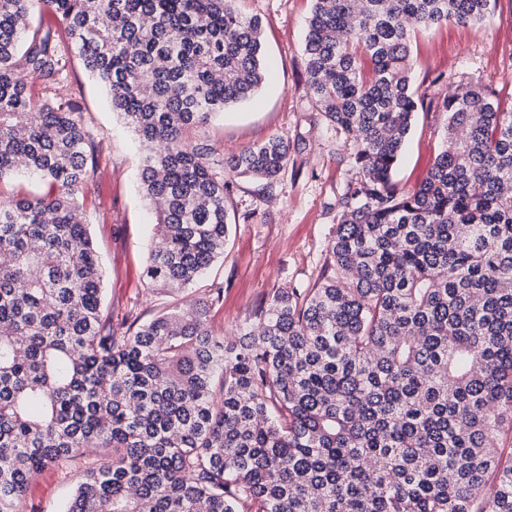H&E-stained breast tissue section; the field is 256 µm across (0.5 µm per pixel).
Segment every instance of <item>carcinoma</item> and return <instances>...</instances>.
<instances>
[{"label":"carcinoma","instance_id":"carcinoma-1","mask_svg":"<svg viewBox=\"0 0 512 512\" xmlns=\"http://www.w3.org/2000/svg\"><path fill=\"white\" fill-rule=\"evenodd\" d=\"M85 68L144 147L157 209L146 277L174 293L224 256L214 148L186 129L255 94L262 22L234 0H53ZM495 0H314L310 88L355 150L331 274L280 288L228 339L224 290L145 323L112 322L77 194L97 167L63 88L57 31L0 0V512L44 469L84 466L62 512H512V111L468 84L442 103L445 145L401 193L412 37L480 23ZM288 142L226 161L273 181ZM48 184L38 180H32L26 175L20 173L11 180L2 182L0 191L2 196H41L48 191Z\"/></svg>","mask_w":512,"mask_h":512}]
</instances>
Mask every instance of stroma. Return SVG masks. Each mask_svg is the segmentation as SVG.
<instances>
[{
	"instance_id": "35a3bbf8",
	"label": "stroma",
	"mask_w": 512,
	"mask_h": 512,
	"mask_svg": "<svg viewBox=\"0 0 512 512\" xmlns=\"http://www.w3.org/2000/svg\"><path fill=\"white\" fill-rule=\"evenodd\" d=\"M313 4H236L263 22L268 77L251 100L227 108L189 136L214 147L216 164L281 136L288 141V164L269 183L225 175L231 225L224 257L174 298L147 291L144 270L156 214L140 188L138 142L80 57L72 56L65 85L100 150L78 201L102 256L105 302L113 322L131 313L145 321L160 303L172 298L190 303L220 287L224 297L212 316L216 329L228 336L274 291L314 287L330 261L341 200L357 169L351 143L327 123L309 87L304 44ZM412 55L418 110L394 174L405 193L426 178L442 147L448 123L443 100L466 84L480 83L495 90L503 108L512 107V0H496L491 17L482 23H443L418 33ZM75 481V474L45 469L30 483L23 512H61Z\"/></svg>"
}]
</instances>
